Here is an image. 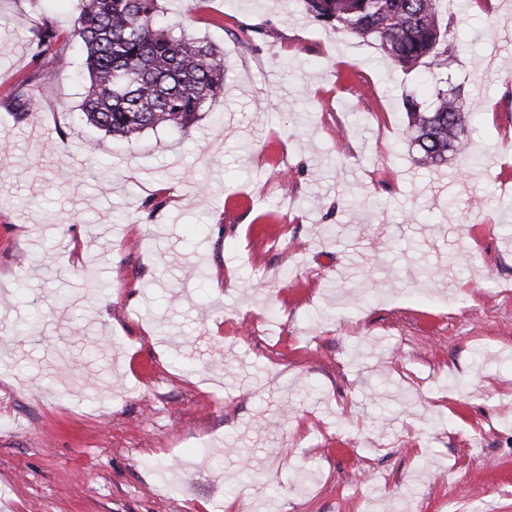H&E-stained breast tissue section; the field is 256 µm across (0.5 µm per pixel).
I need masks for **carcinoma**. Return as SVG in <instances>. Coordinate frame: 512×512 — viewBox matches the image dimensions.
I'll list each match as a JSON object with an SVG mask.
<instances>
[{
	"mask_svg": "<svg viewBox=\"0 0 512 512\" xmlns=\"http://www.w3.org/2000/svg\"><path fill=\"white\" fill-rule=\"evenodd\" d=\"M161 0H79L74 36L85 50L89 85L81 103L86 120L130 140L146 130L186 128L224 92V58L214 45L160 21ZM309 15L338 32L374 39L393 67L424 65L435 83L433 108L405 96L406 134L418 162L438 166L463 153L471 113L461 87H445L450 26L448 0H302ZM36 56L57 48L45 20Z\"/></svg>",
	"mask_w": 512,
	"mask_h": 512,
	"instance_id": "cac0c4a2",
	"label": "carcinoma"
}]
</instances>
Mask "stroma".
Masks as SVG:
<instances>
[{"label": "stroma", "mask_w": 512, "mask_h": 512, "mask_svg": "<svg viewBox=\"0 0 512 512\" xmlns=\"http://www.w3.org/2000/svg\"><path fill=\"white\" fill-rule=\"evenodd\" d=\"M163 7L224 93L127 141L0 0V512H512V0H448L479 169L301 0Z\"/></svg>", "instance_id": "35a3bbf8"}]
</instances>
